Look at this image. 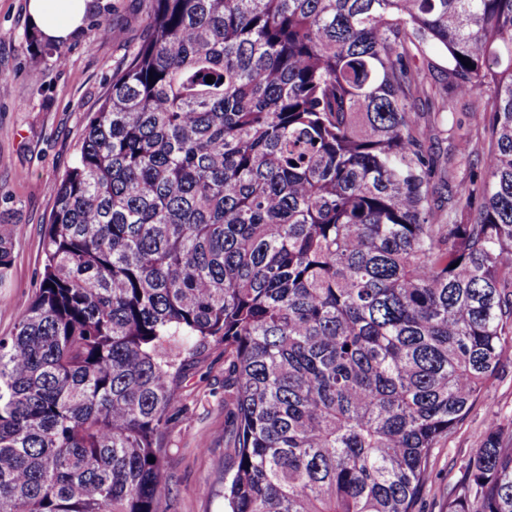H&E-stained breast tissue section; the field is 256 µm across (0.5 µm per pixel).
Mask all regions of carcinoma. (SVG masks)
I'll return each mask as SVG.
<instances>
[{
  "mask_svg": "<svg viewBox=\"0 0 512 512\" xmlns=\"http://www.w3.org/2000/svg\"><path fill=\"white\" fill-rule=\"evenodd\" d=\"M139 25L0 338V512H158L213 342L228 512H413L512 343V0H149ZM429 49L444 105L492 89L465 224L411 117ZM12 246L0 223V276ZM448 512H512L501 425ZM444 66H446V63L435 52H427L424 57L418 56L415 61V67L419 70L426 84H433L438 81L441 78L440 71Z\"/></svg>",
  "mask_w": 512,
  "mask_h": 512,
  "instance_id": "cac0c4a2",
  "label": "carcinoma"
}]
</instances>
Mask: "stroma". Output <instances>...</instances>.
Instances as JSON below:
<instances>
[{
    "instance_id": "35a3bbf8",
    "label": "stroma",
    "mask_w": 512,
    "mask_h": 512,
    "mask_svg": "<svg viewBox=\"0 0 512 512\" xmlns=\"http://www.w3.org/2000/svg\"><path fill=\"white\" fill-rule=\"evenodd\" d=\"M28 0H0V220L13 226L12 263L0 280V336L14 330L22 304L39 290L43 236L60 183L75 162L91 115L100 108L130 52L145 33L127 23L147 0H93L90 19L109 28L99 36L84 27L66 43V64L33 55L26 21ZM470 99L439 112L436 100L414 106L420 123L433 126L430 154L448 174L436 199L469 182L488 149ZM224 346L211 344L179 381V400L163 436L168 491L159 512H224L220 481L229 456L224 442ZM512 435V348L498 380L466 416L440 439L429 459L430 480L415 512H446L448 497L490 422Z\"/></svg>"
}]
</instances>
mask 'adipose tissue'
<instances>
[{"instance_id": "ef3b65f1", "label": "adipose tissue", "mask_w": 512, "mask_h": 512, "mask_svg": "<svg viewBox=\"0 0 512 512\" xmlns=\"http://www.w3.org/2000/svg\"><path fill=\"white\" fill-rule=\"evenodd\" d=\"M92 8V0H28L30 28L46 42L62 43L80 30Z\"/></svg>"}]
</instances>
